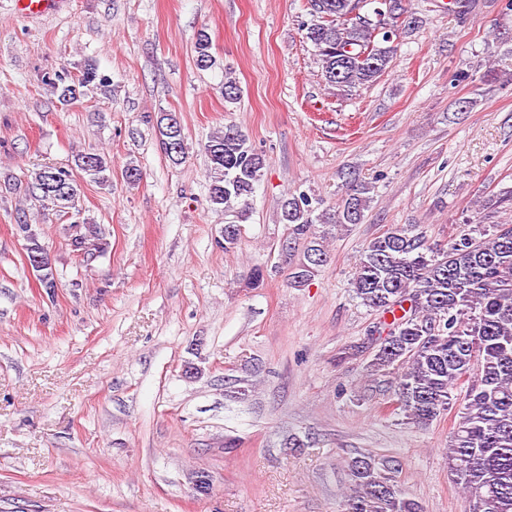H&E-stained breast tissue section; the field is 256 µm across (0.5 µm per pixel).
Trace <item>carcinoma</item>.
Listing matches in <instances>:
<instances>
[{
  "label": "carcinoma",
  "instance_id": "cac0c4a2",
  "mask_svg": "<svg viewBox=\"0 0 512 512\" xmlns=\"http://www.w3.org/2000/svg\"><path fill=\"white\" fill-rule=\"evenodd\" d=\"M319 11L304 25L327 85L349 91L374 82L391 65L397 40L406 24V0H309ZM477 0H448V11L460 20ZM358 10L367 16L350 17ZM209 34H197L195 64H216ZM45 85L62 105L85 97L89 87L108 88L110 79L87 59L79 74L46 77ZM160 144L168 160L187 159L184 133L178 155L169 154L162 121L156 120ZM209 159L208 204L224 212L232 227L248 219L249 200L263 176L266 159L236 125L224 127L205 145ZM108 186L112 160L104 153L75 156L66 166L43 165L27 175L26 191L38 194L45 210L63 213L76 207L82 193L78 176ZM371 187L351 182L334 209H319L323 200L305 192L280 204L278 221L288 227V243H306L294 272L305 282L327 262L323 239L350 224H360L369 208ZM512 203V188L481 201L475 215L448 239V246L395 225L374 238L359 255L352 281L355 298L382 318L371 337L373 355L367 365L372 381L391 393L395 410L411 425H427L448 414L453 392L463 393L448 448V466L462 485L475 512L479 495L490 498L491 512H512V224L493 221ZM320 214H315L316 210ZM25 242L37 235L21 212L14 224ZM70 246L88 256L109 248L103 225L90 219L64 227ZM467 382H462L463 376ZM395 458L354 457L348 462L353 492L342 512H424L395 482Z\"/></svg>",
  "mask_w": 512,
  "mask_h": 512
}]
</instances>
